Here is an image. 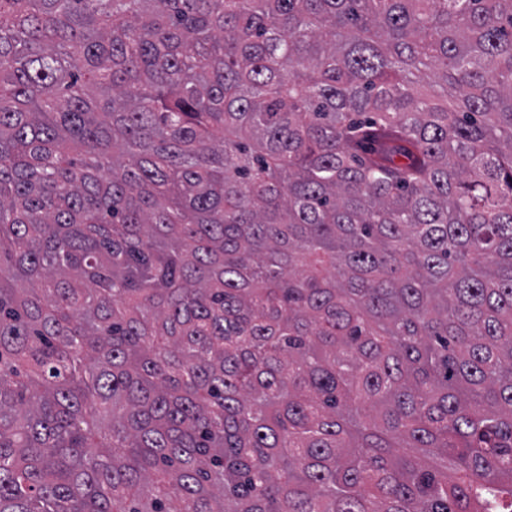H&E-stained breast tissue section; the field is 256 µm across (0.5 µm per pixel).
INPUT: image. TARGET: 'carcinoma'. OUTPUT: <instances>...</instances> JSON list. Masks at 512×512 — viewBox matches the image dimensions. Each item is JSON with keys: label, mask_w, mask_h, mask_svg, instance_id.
Wrapping results in <instances>:
<instances>
[{"label": "carcinoma", "mask_w": 512, "mask_h": 512, "mask_svg": "<svg viewBox=\"0 0 512 512\" xmlns=\"http://www.w3.org/2000/svg\"><path fill=\"white\" fill-rule=\"evenodd\" d=\"M0 512H512V0H0Z\"/></svg>", "instance_id": "1"}]
</instances>
